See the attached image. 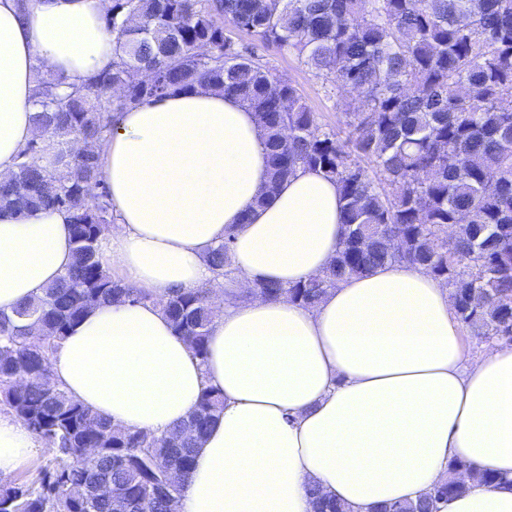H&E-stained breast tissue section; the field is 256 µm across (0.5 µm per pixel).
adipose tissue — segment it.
Here are the masks:
<instances>
[{
  "label": "adipose tissue",
  "mask_w": 512,
  "mask_h": 512,
  "mask_svg": "<svg viewBox=\"0 0 512 512\" xmlns=\"http://www.w3.org/2000/svg\"><path fill=\"white\" fill-rule=\"evenodd\" d=\"M109 0H0V178L33 138L38 74L81 84L112 61ZM115 227L102 258L163 296L213 273L234 229L238 275L195 358L161 309L101 304L50 358L54 382L121 427L162 435L205 388L224 411L197 449L178 512H312L311 486L351 512L416 499L457 460L506 478L468 484L439 512H512V345L469 352L448 288L407 263L340 281L312 307L248 296L259 281L322 274L343 237L339 191L298 170L266 193L252 112L200 89L117 117L97 147ZM60 210H0V312L41 297L72 260ZM35 446L0 419V478Z\"/></svg>",
  "instance_id": "ef3b65f1"
}]
</instances>
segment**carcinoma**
Returning a JSON list of instances; mask_svg holds the SVG:
<instances>
[{
  "label": "carcinoma",
  "instance_id": "carcinoma-1",
  "mask_svg": "<svg viewBox=\"0 0 512 512\" xmlns=\"http://www.w3.org/2000/svg\"><path fill=\"white\" fill-rule=\"evenodd\" d=\"M112 64L60 91L34 89L35 128L16 170L0 180V208L70 215L71 265L45 295L0 313V406L56 450L32 485H0V512H168L191 473L195 450L224 410L214 388L181 425L156 437L112 425L52 381L49 358L68 327L97 303L159 305L199 359L206 355L211 295L231 276L235 228L208 254L213 278L157 298L115 278L102 262L112 225L98 178V144L112 115L201 87L254 112L268 148L274 191L299 168L322 172L340 191L344 238L326 272L284 285H254L264 299L312 306L339 280L388 263L423 266L451 290L455 316L473 335L512 336V0H111ZM297 58L325 93H355L343 113L348 134L322 132L287 78L242 44ZM153 72L149 84L143 74ZM291 137H283V130ZM453 231L454 252L444 249ZM88 448L96 457L85 456ZM438 488L380 512H436L437 501L496 475L457 461ZM86 489L83 498L69 489ZM314 512L347 506L310 489Z\"/></svg>",
  "mask_w": 512,
  "mask_h": 512
}]
</instances>
